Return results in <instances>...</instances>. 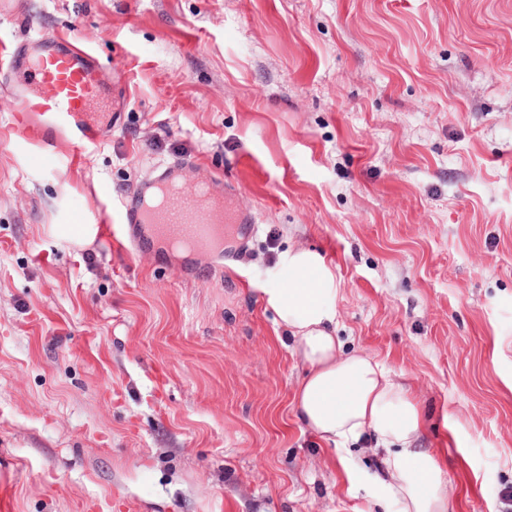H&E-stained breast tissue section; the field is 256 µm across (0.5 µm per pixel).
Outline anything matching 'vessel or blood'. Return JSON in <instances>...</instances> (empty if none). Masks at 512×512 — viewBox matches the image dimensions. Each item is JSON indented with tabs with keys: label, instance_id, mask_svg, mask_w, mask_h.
Segmentation results:
<instances>
[{
	"label": "vessel or blood",
	"instance_id": "obj_1",
	"mask_svg": "<svg viewBox=\"0 0 512 512\" xmlns=\"http://www.w3.org/2000/svg\"><path fill=\"white\" fill-rule=\"evenodd\" d=\"M27 68L43 89L42 94L17 95V136L37 148V158L46 163L55 155L57 135H65L74 149L94 144L101 120L91 112L92 99H108L111 88L104 82L101 67L91 51L75 34L39 35L25 45L0 51V73ZM190 158L165 165L156 178L143 182L131 197L123 199L122 236L134 248L144 239L135 226L150 225L154 234L171 245L189 251L213 248L224 241L225 225H234L242 241L256 232L253 214L237 209L211 189L212 178L198 180L193 194H185L181 177L195 167Z\"/></svg>",
	"mask_w": 512,
	"mask_h": 512
}]
</instances>
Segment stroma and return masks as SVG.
<instances>
[{
    "instance_id": "35a3bbf8",
    "label": "stroma",
    "mask_w": 512,
    "mask_h": 512,
    "mask_svg": "<svg viewBox=\"0 0 512 512\" xmlns=\"http://www.w3.org/2000/svg\"><path fill=\"white\" fill-rule=\"evenodd\" d=\"M32 19L122 102L44 165L10 112L33 79L0 76V512H384L380 451L296 415L264 295L296 247L347 349L411 384L448 512H512V0H0V46ZM180 157L185 192L245 186L225 263L56 233L116 228Z\"/></svg>"
}]
</instances>
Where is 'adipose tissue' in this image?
Returning <instances> with one entry per match:
<instances>
[{
	"mask_svg": "<svg viewBox=\"0 0 512 512\" xmlns=\"http://www.w3.org/2000/svg\"><path fill=\"white\" fill-rule=\"evenodd\" d=\"M285 263L287 280L266 294L308 367L295 395L298 419L323 441L382 449L373 483L393 512H448L441 462L418 446L421 415L411 386L374 355L347 350L337 336L339 281L321 255L297 247Z\"/></svg>",
	"mask_w": 512,
	"mask_h": 512,
	"instance_id": "1",
	"label": "adipose tissue"
}]
</instances>
